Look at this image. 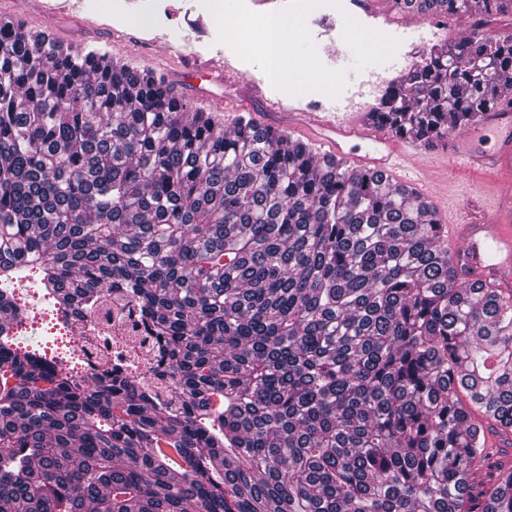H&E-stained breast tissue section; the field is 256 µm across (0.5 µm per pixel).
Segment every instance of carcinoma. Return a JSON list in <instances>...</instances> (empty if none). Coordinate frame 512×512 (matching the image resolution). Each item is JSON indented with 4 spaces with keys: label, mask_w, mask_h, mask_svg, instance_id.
Segmentation results:
<instances>
[{
    "label": "carcinoma",
    "mask_w": 512,
    "mask_h": 512,
    "mask_svg": "<svg viewBox=\"0 0 512 512\" xmlns=\"http://www.w3.org/2000/svg\"><path fill=\"white\" fill-rule=\"evenodd\" d=\"M465 13L512 0H395ZM371 114L468 126L512 40L424 50ZM0 18V512H512V294L454 285L406 189ZM139 307L145 357L88 317Z\"/></svg>",
    "instance_id": "carcinoma-1"
}]
</instances>
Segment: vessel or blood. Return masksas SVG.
I'll use <instances>...</instances> for the list:
<instances>
[{
	"instance_id": "b4317fda",
	"label": "vessel or blood",
	"mask_w": 512,
	"mask_h": 512,
	"mask_svg": "<svg viewBox=\"0 0 512 512\" xmlns=\"http://www.w3.org/2000/svg\"><path fill=\"white\" fill-rule=\"evenodd\" d=\"M282 124L327 147L357 171L391 177L430 152L470 170L496 174L498 180L483 193L480 206L465 211L450 204L442 221L448 226L458 284L495 280L512 288V88L500 87L495 107L480 113L465 132L442 137L431 147L376 132L366 112H287Z\"/></svg>"
}]
</instances>
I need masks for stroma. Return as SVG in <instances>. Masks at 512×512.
Returning <instances> with one entry per match:
<instances>
[{
  "instance_id": "stroma-1",
  "label": "stroma",
  "mask_w": 512,
  "mask_h": 512,
  "mask_svg": "<svg viewBox=\"0 0 512 512\" xmlns=\"http://www.w3.org/2000/svg\"><path fill=\"white\" fill-rule=\"evenodd\" d=\"M82 11L60 15L48 8V0H0V17L20 18L26 28L51 34L65 45L79 46L101 53L120 55L131 67L148 69L157 76L174 78L185 66L184 58L176 52L152 46L153 38L172 35L184 28V15L191 7V0H83ZM393 0H376V14L369 22L357 23L340 20L333 30V37L354 42L357 53L355 64L365 67L379 65L387 69L390 78L399 79L407 73V66L390 68L387 49L414 55L411 40L399 39L398 30L411 32L442 28L448 31L462 29L463 24L446 14L426 15L416 11H402L392 6ZM210 12L205 19L209 24L206 33L194 36L189 49L201 60H225L224 69L216 70L215 80L209 89L215 95L214 106L235 109L237 114L265 121L270 112L276 111V101L290 95L291 105L306 108L311 100L329 103L338 97H350L359 86L351 66L342 65L334 76L322 78L308 64L309 25L305 17L293 16L291 24L299 26V41L278 50L276 59L281 65L300 72L304 82L300 88L287 90L284 84L272 86V99H256L252 87L264 84L262 74L266 67L267 49L257 42L242 44L229 38L227 28L242 24L260 30L261 22L248 12L228 13L224 0H209ZM421 179L418 193L432 201L444 198L463 200L470 193V185L483 181L484 176L455 164L419 159Z\"/></svg>"
}]
</instances>
